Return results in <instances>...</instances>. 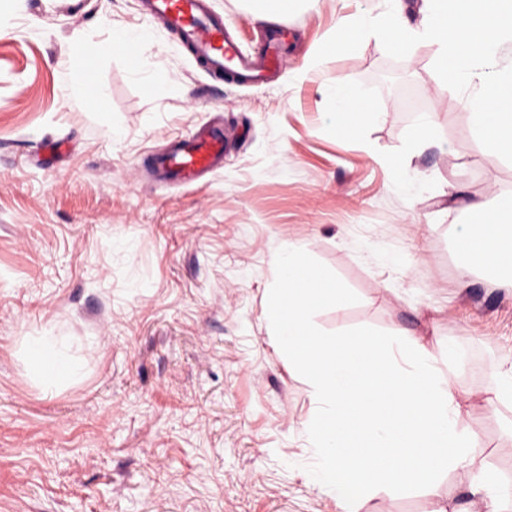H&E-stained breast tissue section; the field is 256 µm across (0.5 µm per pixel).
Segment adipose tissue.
Listing matches in <instances>:
<instances>
[{"label": "adipose tissue", "instance_id": "adipose-tissue-1", "mask_svg": "<svg viewBox=\"0 0 512 512\" xmlns=\"http://www.w3.org/2000/svg\"><path fill=\"white\" fill-rule=\"evenodd\" d=\"M329 97L336 112V127L344 133H356L375 112L366 97L351 82L337 78ZM475 219L462 237L468 266L483 265L501 276L512 277V195L499 194L492 208L472 204ZM25 360L31 375L47 390L69 384L81 371L68 348L50 332L27 337Z\"/></svg>", "mask_w": 512, "mask_h": 512}]
</instances>
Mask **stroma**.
Here are the masks:
<instances>
[{
    "label": "stroma",
    "instance_id": "obj_1",
    "mask_svg": "<svg viewBox=\"0 0 512 512\" xmlns=\"http://www.w3.org/2000/svg\"><path fill=\"white\" fill-rule=\"evenodd\" d=\"M207 2L243 53L266 50L272 25L253 21L252 0ZM385 8L300 7L284 18L287 66L247 86L209 76L141 0H0V512H340L307 471L317 399L268 317L291 244L359 297L317 313L321 330L464 351L473 467L400 496L373 490L357 512H471L476 467L512 486V400L491 397L512 365V281L461 276L458 249L469 204L512 193V163L437 88L431 43L410 64L373 36L313 61L339 18ZM116 27L148 32L141 70L113 48ZM86 71L104 111L70 94ZM339 77L380 115L351 138L326 98ZM422 112L436 115L433 140L412 155ZM210 125L224 128L222 167L191 186L158 179L149 159ZM50 142L65 151L43 154ZM406 155L414 199L396 187ZM46 329L82 365L51 392L24 360Z\"/></svg>",
    "mask_w": 512,
    "mask_h": 512
}]
</instances>
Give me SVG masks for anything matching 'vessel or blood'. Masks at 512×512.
Here are the masks:
<instances>
[{"mask_svg":"<svg viewBox=\"0 0 512 512\" xmlns=\"http://www.w3.org/2000/svg\"><path fill=\"white\" fill-rule=\"evenodd\" d=\"M144 8L162 19L214 77L228 74L241 83H257L282 64L273 53L257 59L242 56L227 36L223 19L209 12L204 0H144ZM223 157L224 131L213 127L174 143L155 160L154 168L162 177L190 185Z\"/></svg>","mask_w":512,"mask_h":512,"instance_id":"vessel-or-blood-1","label":"vessel or blood"}]
</instances>
